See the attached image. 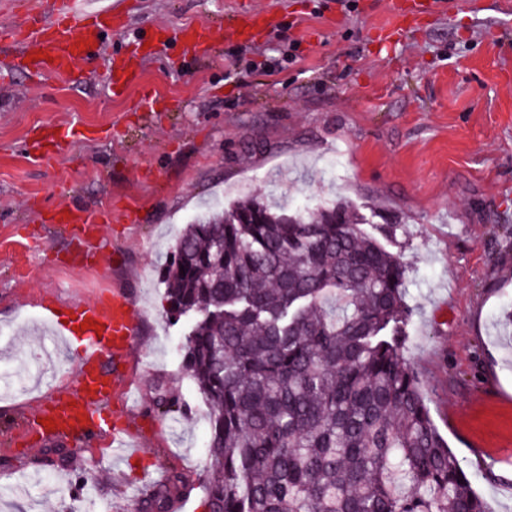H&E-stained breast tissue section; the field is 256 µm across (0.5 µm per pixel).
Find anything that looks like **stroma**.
I'll use <instances>...</instances> for the list:
<instances>
[{"instance_id": "obj_1", "label": "stroma", "mask_w": 512, "mask_h": 512, "mask_svg": "<svg viewBox=\"0 0 512 512\" xmlns=\"http://www.w3.org/2000/svg\"><path fill=\"white\" fill-rule=\"evenodd\" d=\"M123 24L67 80L0 70V512H122L176 469L206 464L207 406L174 347L159 269L180 231L246 193L289 208L344 198L407 270L406 351L436 425L488 512H512V0H125ZM248 36L237 27L251 16ZM216 26L210 51L182 29ZM137 84L109 96L110 63ZM100 207L75 236L58 208ZM107 246V267L77 239ZM133 297L144 328L129 369L138 458L109 439L62 436L30 451L50 391L75 380L81 349L52 308ZM186 406L154 411L159 393Z\"/></svg>"}]
</instances>
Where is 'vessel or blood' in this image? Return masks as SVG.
Returning <instances> with one entry per match:
<instances>
[{
    "label": "vessel or blood",
    "instance_id": "obj_1",
    "mask_svg": "<svg viewBox=\"0 0 512 512\" xmlns=\"http://www.w3.org/2000/svg\"><path fill=\"white\" fill-rule=\"evenodd\" d=\"M122 12L118 4L92 10L81 8L78 0H56L44 31L6 26L0 28V42L19 49L29 69L68 78L78 62L98 51L102 34ZM71 314L86 325L77 379L39 408L34 430L42 439H51L54 431L48 420L63 422L76 409L82 435L102 432L117 438L121 428L103 406L112 394L129 392L134 384L126 366L142 332L136 305L127 294L116 292L106 303L75 305Z\"/></svg>",
    "mask_w": 512,
    "mask_h": 512
}]
</instances>
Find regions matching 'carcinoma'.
<instances>
[{
    "label": "carcinoma",
    "instance_id": "1",
    "mask_svg": "<svg viewBox=\"0 0 512 512\" xmlns=\"http://www.w3.org/2000/svg\"><path fill=\"white\" fill-rule=\"evenodd\" d=\"M345 200L262 195L185 226L162 274L209 405L206 512H486L406 356V268ZM180 472L142 512H175Z\"/></svg>",
    "mask_w": 512,
    "mask_h": 512
}]
</instances>
